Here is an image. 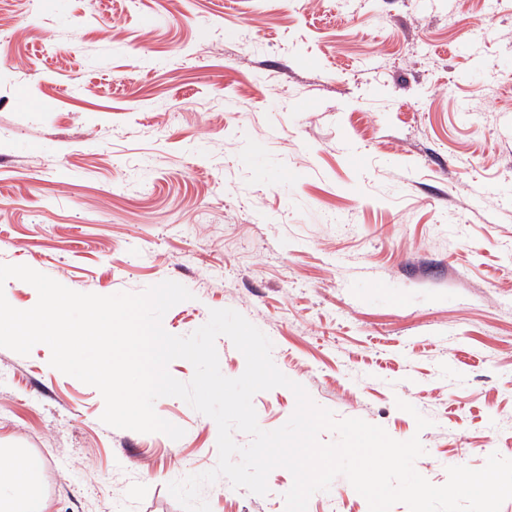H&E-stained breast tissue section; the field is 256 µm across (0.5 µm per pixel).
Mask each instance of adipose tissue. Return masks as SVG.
Returning <instances> with one entry per match:
<instances>
[{
  "label": "adipose tissue",
  "instance_id": "1",
  "mask_svg": "<svg viewBox=\"0 0 512 512\" xmlns=\"http://www.w3.org/2000/svg\"><path fill=\"white\" fill-rule=\"evenodd\" d=\"M0 512H49L43 473L23 449L0 447Z\"/></svg>",
  "mask_w": 512,
  "mask_h": 512
}]
</instances>
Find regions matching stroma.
I'll list each match as a JSON object with an SVG mask.
<instances>
[{
    "instance_id": "obj_1",
    "label": "stroma",
    "mask_w": 512,
    "mask_h": 512,
    "mask_svg": "<svg viewBox=\"0 0 512 512\" xmlns=\"http://www.w3.org/2000/svg\"><path fill=\"white\" fill-rule=\"evenodd\" d=\"M0 264L176 281L179 336L236 310L315 404L419 437L433 485L512 459V0H0ZM50 356L0 347V437L50 512H182L167 485L216 466L214 420L162 397L181 439L110 427ZM253 406L274 430L296 398ZM292 484L201 495L285 512ZM308 512L369 506L339 476Z\"/></svg>"
}]
</instances>
